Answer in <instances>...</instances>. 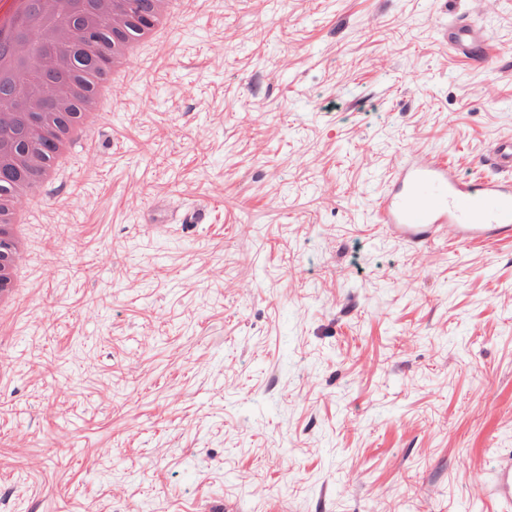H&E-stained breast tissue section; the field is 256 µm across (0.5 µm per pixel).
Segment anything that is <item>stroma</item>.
I'll return each mask as SVG.
<instances>
[{"label":"stroma","instance_id":"obj_1","mask_svg":"<svg viewBox=\"0 0 512 512\" xmlns=\"http://www.w3.org/2000/svg\"><path fill=\"white\" fill-rule=\"evenodd\" d=\"M137 71L37 191L0 512H512V235L375 220L410 157L512 137V0H187ZM446 35L449 50L470 55L471 60L477 64L488 63L487 52L481 51L476 54V48L487 41V36L484 32L477 29L466 17L456 16L449 19ZM492 490L497 497L506 501L512 500V458L510 456L499 462L492 482Z\"/></svg>","mask_w":512,"mask_h":512}]
</instances>
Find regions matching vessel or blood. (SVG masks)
I'll use <instances>...</instances> for the list:
<instances>
[{"mask_svg":"<svg viewBox=\"0 0 512 512\" xmlns=\"http://www.w3.org/2000/svg\"><path fill=\"white\" fill-rule=\"evenodd\" d=\"M448 48L478 64L488 63L481 49L487 40L466 17L448 21ZM485 176H461L441 156L408 159L391 178L376 205L378 223L402 241H427L438 230L452 243L488 242L512 233V139L502 140L484 156ZM494 494L512 500V458H503L492 482Z\"/></svg>","mask_w":512,"mask_h":512,"instance_id":"b4317fda","label":"vessel or blood"}]
</instances>
